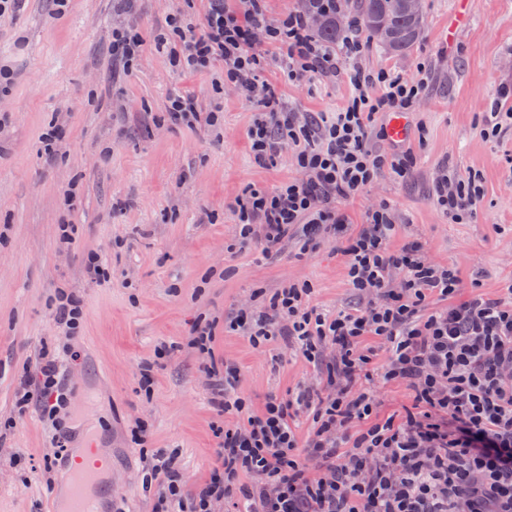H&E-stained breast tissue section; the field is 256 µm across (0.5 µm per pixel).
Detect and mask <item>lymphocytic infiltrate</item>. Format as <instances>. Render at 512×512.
Listing matches in <instances>:
<instances>
[{
  "label": "lymphocytic infiltrate",
  "instance_id": "obj_1",
  "mask_svg": "<svg viewBox=\"0 0 512 512\" xmlns=\"http://www.w3.org/2000/svg\"><path fill=\"white\" fill-rule=\"evenodd\" d=\"M205 33L170 16V39H159L175 66L194 72L221 68L227 83L255 106L247 129L258 166L273 164L284 146L294 149L298 178L275 190L248 187L236 198L242 246L280 252L299 228L305 250L345 232L349 216L337 203L363 193L384 171L406 177L407 151L371 147L376 114L412 112L429 74L407 79L387 70L349 69L352 95L342 109L303 116L288 109L264 76L261 47L275 48L286 82L336 73L364 47L360 21L347 20L342 45L320 46L312 17L302 11L269 17L267 0H207ZM383 86L374 95L375 86ZM474 181L441 170L433 201L452 222L476 210ZM396 230L384 203L368 211L341 253L348 282L365 306L336 312L310 306L309 288L290 284L268 305L244 306L230 323L259 348L290 336L298 354L318 367L314 383L268 397L247 413L233 363L208 367L216 379L213 406L228 418L219 462L195 495L194 512H512V284L505 296L480 293L455 269L427 259L419 242L394 248ZM402 383L408 404L380 414L376 384ZM43 402L56 419L70 404L57 358L42 356L36 386L20 403ZM313 427L299 437L301 414ZM146 481L160 492L153 512H177L183 497L176 454H153Z\"/></svg>",
  "mask_w": 512,
  "mask_h": 512
}]
</instances>
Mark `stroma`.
I'll list each match as a JSON object with an SVG mask.
<instances>
[{"instance_id":"obj_1","label":"stroma","mask_w":512,"mask_h":512,"mask_svg":"<svg viewBox=\"0 0 512 512\" xmlns=\"http://www.w3.org/2000/svg\"><path fill=\"white\" fill-rule=\"evenodd\" d=\"M424 33L404 56L370 42L354 64L411 78H431L407 114L403 149L407 177L386 172L345 201L349 232L368 210L386 203L400 227L392 247L419 241L428 258L479 278L490 297L512 284V121L483 135L489 113H512V0H423ZM206 0H22L0 17V67L14 76L0 95V512H54L68 459L94 450L111 472L117 512H151L156 485L144 482V456L178 455L185 503L209 479L224 428L212 405L204 369L234 361L240 394L251 410L310 380L311 366L281 354L280 342L255 349L226 330L253 290L273 293L291 280L311 288L313 306L335 311L361 303L350 288L337 242L298 256L295 241L281 254L240 249L231 205L251 184L274 188L295 178L294 152L257 166L246 131L255 106L246 92L216 89L214 74L188 73L156 50L171 14L201 24ZM133 26L146 45L128 71L113 72L112 30ZM193 95L202 111H220L215 128L171 124L168 100ZM299 112H334L351 95L346 75L315 76L283 87ZM58 126L57 157L40 154L39 137ZM475 177L482 198L456 224L432 200L441 166ZM69 225L72 243L61 240ZM96 253L110 282L89 280L85 258ZM77 295L84 310L78 335L65 338L53 316L56 288ZM211 325L212 355L189 341L195 324ZM62 363L71 404L62 415L69 434L65 459L44 471L52 429L38 403L19 407L20 384L39 355ZM160 359L150 393L137 373ZM147 425L145 441L132 432Z\"/></svg>"}]
</instances>
